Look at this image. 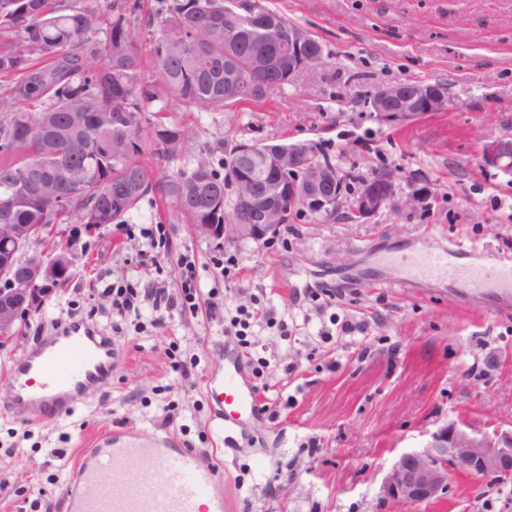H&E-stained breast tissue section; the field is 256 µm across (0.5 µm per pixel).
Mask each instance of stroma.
Returning a JSON list of instances; mask_svg holds the SVG:
<instances>
[{"label": "stroma", "instance_id": "35a3bbf8", "mask_svg": "<svg viewBox=\"0 0 512 512\" xmlns=\"http://www.w3.org/2000/svg\"><path fill=\"white\" fill-rule=\"evenodd\" d=\"M317 38L325 59L270 98L222 112L183 108L164 94L149 124L184 128L181 161L224 155L235 140H304L363 177L392 176L393 203L367 222L346 212L293 215L269 242L198 237L169 201L152 197L124 218L162 224L172 257H194L202 291L183 307L177 265L156 274L111 224H70L47 253L76 255L66 285L0 342V512H67L63 488L93 443L122 428L167 437L222 476L228 512H512V481L452 473L447 494L411 504L382 497L401 454L454 422L512 428V300L420 276L403 290L400 259L460 245L485 268L512 264V175L485 168L483 147L512 135V0H263ZM439 81L448 104L397 125L370 116L382 83ZM427 187L423 206L410 195ZM234 258L228 275L215 262ZM163 279L173 304L112 314L106 287ZM386 287H377V280ZM218 289V310L208 289ZM274 313L252 326L244 364L266 411L226 446L207 381L238 346L237 311ZM111 337L118 364L75 410L39 424L4 407L11 367L53 341L59 322Z\"/></svg>", "mask_w": 512, "mask_h": 512}]
</instances>
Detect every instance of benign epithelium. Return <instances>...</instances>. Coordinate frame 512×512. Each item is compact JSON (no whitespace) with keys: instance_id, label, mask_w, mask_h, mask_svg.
<instances>
[{"instance_id":"obj_1","label":"benign epithelium","mask_w":512,"mask_h":512,"mask_svg":"<svg viewBox=\"0 0 512 512\" xmlns=\"http://www.w3.org/2000/svg\"><path fill=\"white\" fill-rule=\"evenodd\" d=\"M321 54L301 29L288 40V81L316 68ZM448 104V89L431 81H395L376 87L368 109L385 124L404 123ZM227 153L239 162L235 193L222 224H195L202 238L261 242L275 237L293 211L307 210L327 218L340 210L347 189L341 169L314 155L313 144L237 141ZM488 167L512 175V138L483 149ZM395 196L393 179L377 174L359 182L351 218L364 220L389 206ZM31 224H0V339L12 337L17 324L40 310L74 265V253L60 251L45 258L34 244ZM465 472L497 481L512 480V429L486 433L447 423L431 432L417 450L403 453L383 479L389 500L420 504L448 492L450 473Z\"/></svg>"}]
</instances>
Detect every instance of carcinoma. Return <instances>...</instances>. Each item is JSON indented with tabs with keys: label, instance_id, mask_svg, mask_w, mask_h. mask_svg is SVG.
<instances>
[{
	"label": "carcinoma",
	"instance_id": "carcinoma-1",
	"mask_svg": "<svg viewBox=\"0 0 512 512\" xmlns=\"http://www.w3.org/2000/svg\"><path fill=\"white\" fill-rule=\"evenodd\" d=\"M142 11V0H0V76L14 79L0 94V223L35 225L38 245L56 224H119L157 192L187 224L224 223L229 160L201 154L161 175L141 161L148 152L171 165L186 136L163 123L144 135L157 94L143 79L135 24L159 22L152 68L186 108L222 112L288 85L285 60L280 74H259L258 85L224 97L228 39L245 66L274 51L251 25L252 12L276 22L284 44L294 28L260 0H162L159 14ZM92 33L104 34V44ZM80 115L89 125L75 133L71 118ZM22 172L44 182L42 194L20 192Z\"/></svg>",
	"mask_w": 512,
	"mask_h": 512
}]
</instances>
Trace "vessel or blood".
Wrapping results in <instances>:
<instances>
[{
	"mask_svg": "<svg viewBox=\"0 0 512 512\" xmlns=\"http://www.w3.org/2000/svg\"><path fill=\"white\" fill-rule=\"evenodd\" d=\"M412 262L430 276L463 279L474 289L492 285L512 297V265L465 268L453 246ZM63 332L56 344L13 368L9 403L18 419L40 411L56 420L77 403L80 388L99 384L111 373L115 357L109 343L81 335L70 325ZM208 396L225 441H232L246 423L264 418L256 389L235 354H225L223 372L208 382ZM133 459L144 460L146 469L127 470L126 462ZM220 481L215 469L198 466L189 449L166 439L143 442L126 436L85 456L67 484L66 500L68 512H224V497L216 490Z\"/></svg>",
	"mask_w": 512,
	"mask_h": 512,
	"instance_id": "obj_1",
	"label": "vessel or blood"
}]
</instances>
